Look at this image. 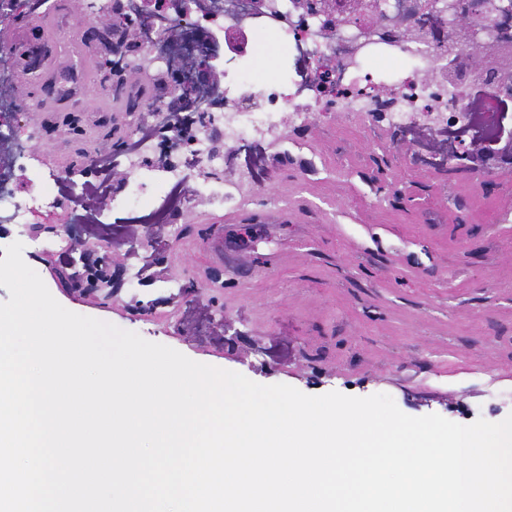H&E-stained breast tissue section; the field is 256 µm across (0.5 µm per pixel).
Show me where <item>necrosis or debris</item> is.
I'll list each match as a JSON object with an SVG mask.
<instances>
[{
  "label": "necrosis or debris",
  "mask_w": 512,
  "mask_h": 512,
  "mask_svg": "<svg viewBox=\"0 0 512 512\" xmlns=\"http://www.w3.org/2000/svg\"><path fill=\"white\" fill-rule=\"evenodd\" d=\"M98 18L134 20L142 31L137 48L141 63L154 64L163 58L167 69L181 72L182 85H169L153 99L152 123L171 136L156 143L143 139L127 158L133 182L120 189H104L88 197L86 188H74L72 196L85 209L101 214L112 208L132 207L146 197L162 195L161 216L175 223L187 199L173 195V188L189 178L209 192L213 204H238L247 197L251 172L228 179L220 140L249 138L279 148L288 143L289 129H302L309 120L305 108L314 104L322 111L353 110L365 113L375 99L390 100L386 120L395 124L413 122V113L431 108L441 112L437 121L417 123L420 130L460 132L465 141L487 147L503 130L502 99L484 92L477 99H460L455 87L433 81L431 59L422 46L393 37L374 41L346 16L333 11L309 9L307 0H244L241 16L210 13L212 0H99ZM185 21L198 43L209 47L213 87L195 82L186 67L185 55L196 52L187 46L184 55L171 53L169 46L179 31L173 19ZM281 37L303 64L301 80L252 82L229 76L219 66L217 51L245 52L249 35L256 27ZM402 62L395 80L383 83L369 76L367 63ZM293 103L290 121H283L282 106ZM20 110L10 62L0 60V224H26L31 218L61 210V196L32 192L16 196L9 181L27 169V148L17 131Z\"/></svg>",
  "instance_id": "necrosis-or-debris-1"
}]
</instances>
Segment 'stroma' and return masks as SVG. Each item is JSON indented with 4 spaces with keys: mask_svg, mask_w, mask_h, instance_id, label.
I'll return each instance as SVG.
<instances>
[{
    "mask_svg": "<svg viewBox=\"0 0 512 512\" xmlns=\"http://www.w3.org/2000/svg\"><path fill=\"white\" fill-rule=\"evenodd\" d=\"M102 33L88 22L77 44L46 48L53 63L40 65L17 116L40 163L78 183L96 181L104 147L134 180L130 119L148 125L168 79L157 65L135 71L134 115L109 94L105 70L56 106L54 85L74 62L111 56ZM300 141L267 152L245 202L218 210L197 198L160 239L129 230L148 225L153 199L100 216L112 298H87L51 273L72 263L54 238L89 234L77 203L51 216L56 234L34 240L14 225L0 244L21 242L68 310L256 383L384 393L407 415L459 424L511 415L512 166L432 163L386 123L342 112H313Z\"/></svg>",
    "mask_w": 512,
    "mask_h": 512,
    "instance_id": "1",
    "label": "stroma"
}]
</instances>
